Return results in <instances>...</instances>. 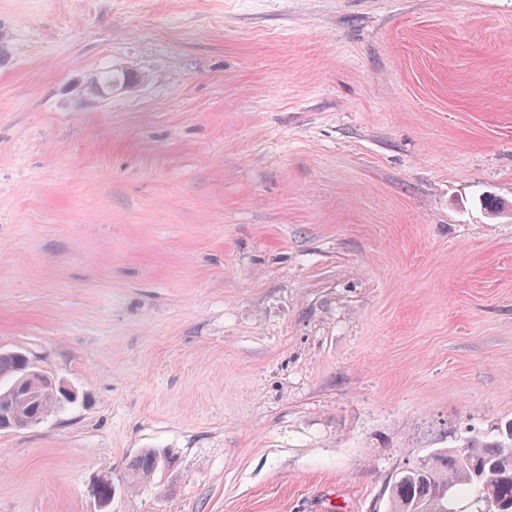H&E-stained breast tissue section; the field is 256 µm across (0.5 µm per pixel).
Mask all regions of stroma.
<instances>
[{
  "label": "stroma",
  "instance_id": "35a3bbf8",
  "mask_svg": "<svg viewBox=\"0 0 512 512\" xmlns=\"http://www.w3.org/2000/svg\"><path fill=\"white\" fill-rule=\"evenodd\" d=\"M0 34V350L78 394L0 432V512H390L512 422V0H0ZM105 66L140 85L72 90ZM163 457H166L169 460L163 459L161 467L163 469L169 468L172 463L170 461L172 457L164 450L156 448H146L142 450L129 465L133 481L150 478L160 468L159 462Z\"/></svg>",
  "mask_w": 512,
  "mask_h": 512
}]
</instances>
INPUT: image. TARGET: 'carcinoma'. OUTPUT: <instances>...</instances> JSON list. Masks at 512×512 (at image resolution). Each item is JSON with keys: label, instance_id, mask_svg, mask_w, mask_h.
Wrapping results in <instances>:
<instances>
[{"label": "carcinoma", "instance_id": "cac0c4a2", "mask_svg": "<svg viewBox=\"0 0 512 512\" xmlns=\"http://www.w3.org/2000/svg\"><path fill=\"white\" fill-rule=\"evenodd\" d=\"M122 76L123 71L106 67L90 78L86 89L95 97ZM20 355L19 351H0V413L22 375ZM27 388L35 394L32 412L37 418H44L67 403L40 379L29 380ZM164 457L169 454L160 449L142 450L130 462L132 479L150 478ZM472 492L478 499L485 494L493 497L494 512H512V424L501 440L469 441L463 451L448 448L417 467L401 471L391 488V512H453V501Z\"/></svg>", "mask_w": 512, "mask_h": 512}]
</instances>
